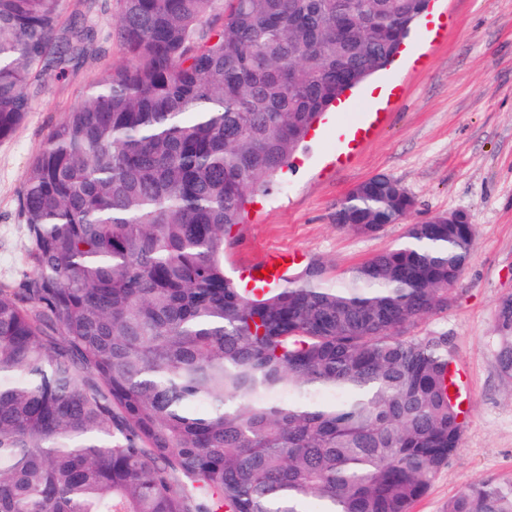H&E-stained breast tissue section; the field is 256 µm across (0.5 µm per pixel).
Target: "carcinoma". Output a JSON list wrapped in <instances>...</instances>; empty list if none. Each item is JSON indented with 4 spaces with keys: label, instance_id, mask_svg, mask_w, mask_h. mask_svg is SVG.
<instances>
[{
    "label": "carcinoma",
    "instance_id": "carcinoma-1",
    "mask_svg": "<svg viewBox=\"0 0 512 512\" xmlns=\"http://www.w3.org/2000/svg\"><path fill=\"white\" fill-rule=\"evenodd\" d=\"M230 7L224 8V2ZM126 59L49 133L18 195L31 271L0 285V512H409L457 454L446 333L471 224L360 182L337 227L401 241L334 285L244 288L224 242L427 0H107ZM60 0H0V141L43 73L96 52ZM497 366L512 392V298ZM448 512H512V485Z\"/></svg>",
    "mask_w": 512,
    "mask_h": 512
}]
</instances>
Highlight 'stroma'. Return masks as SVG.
Listing matches in <instances>:
<instances>
[{
  "label": "stroma",
  "mask_w": 512,
  "mask_h": 512,
  "mask_svg": "<svg viewBox=\"0 0 512 512\" xmlns=\"http://www.w3.org/2000/svg\"><path fill=\"white\" fill-rule=\"evenodd\" d=\"M84 14L100 54L78 69L48 74L13 137L0 142V283L30 270L17 210L27 168L49 132L108 66L124 61L114 13L102 0H60L62 20ZM443 38H434L437 22ZM375 101L384 120L375 139L345 167L336 165L343 114L328 112L295 153L294 168L247 206L224 245L226 273L267 250L301 253L335 281L350 267L398 242L404 225L373 236L336 228L332 209L354 185L377 174L400 182L415 199L413 219L461 211L474 227V246L447 312L422 320V332L448 333L471 400L462 443L410 512H447L465 485L512 484V393L499 376L498 306L512 297V0H431L386 69L352 94Z\"/></svg>",
  "instance_id": "35a3bbf8"
}]
</instances>
